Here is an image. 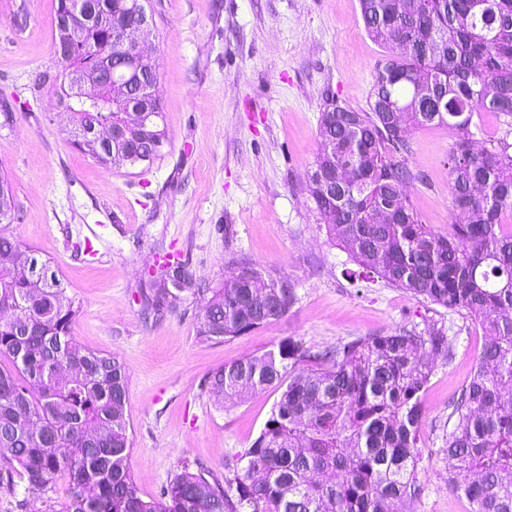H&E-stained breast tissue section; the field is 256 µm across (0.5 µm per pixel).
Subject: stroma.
<instances>
[{
    "label": "stroma",
    "instance_id": "obj_1",
    "mask_svg": "<svg viewBox=\"0 0 512 512\" xmlns=\"http://www.w3.org/2000/svg\"><path fill=\"white\" fill-rule=\"evenodd\" d=\"M58 0H0V174L20 216L14 233L51 259L81 304L73 338L117 356L128 375L130 467L156 497L182 460L223 473L249 448L279 393L218 405L202 391L214 369L276 349L285 338L321 349L412 324L444 327L452 358L438 357L423 396L425 489L414 512H467L452 493L439 428L484 343L470 320L419 301L360 268L328 239L304 173L318 148L326 97L367 110L385 53L364 30L358 0H150L148 54L159 67L169 138L149 170L105 171L72 147L70 116L49 74ZM409 189L424 223L447 232V128L411 132ZM168 254L217 284L239 262L287 276L297 302L283 318L223 343L201 341L198 310L156 319L139 294Z\"/></svg>",
    "mask_w": 512,
    "mask_h": 512
}]
</instances>
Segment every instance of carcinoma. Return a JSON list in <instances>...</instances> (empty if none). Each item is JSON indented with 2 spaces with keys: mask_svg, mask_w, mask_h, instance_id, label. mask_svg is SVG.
Instances as JSON below:
<instances>
[{
  "mask_svg": "<svg viewBox=\"0 0 512 512\" xmlns=\"http://www.w3.org/2000/svg\"><path fill=\"white\" fill-rule=\"evenodd\" d=\"M98 15L51 76L74 108L71 143L110 171L151 164L167 142L159 75L147 127L121 145L77 138L110 125L124 106L103 87L69 97V75L98 72L119 53L112 27L135 0H86ZM365 32L385 49L368 110L328 97L318 152L336 142V199L309 195L327 235L361 268L413 297L475 322L485 342L470 378L448 402L442 452L448 488L468 512H512V0H358ZM496 132L475 149L474 115ZM445 127L456 212L447 235L423 223L408 195L412 130ZM16 208L0 180V485L62 503L47 512H399L422 491V400L434 355L450 354L441 328L399 327L314 350L288 337L277 350L221 366L203 391L219 404L274 388L280 396L259 436L227 456L218 475L184 462L145 500L129 467L128 377L114 355L70 334L79 307L59 278L37 282L38 255L12 231ZM185 260L153 272L145 307L199 304L197 335L222 343L288 314V277L253 264L237 279L198 288Z\"/></svg>",
  "mask_w": 512,
  "mask_h": 512,
  "instance_id": "cac0c4a2",
  "label": "carcinoma"
}]
</instances>
